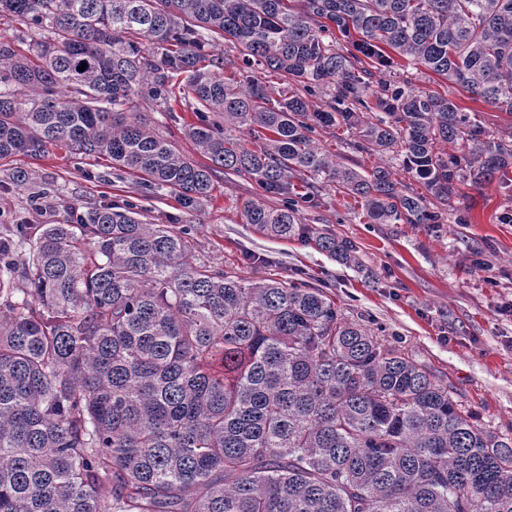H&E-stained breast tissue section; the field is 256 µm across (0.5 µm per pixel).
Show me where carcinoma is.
Listing matches in <instances>:
<instances>
[{
    "mask_svg": "<svg viewBox=\"0 0 512 512\" xmlns=\"http://www.w3.org/2000/svg\"><path fill=\"white\" fill-rule=\"evenodd\" d=\"M1 18L44 36L26 54L0 38V161L105 156L188 209L215 169L242 174L284 197L247 201L245 223L345 263L355 246L306 227L294 181L336 184L377 224H446L458 185H509L512 134L394 68L512 111V0H0ZM133 95L185 102L210 164L158 138ZM334 126L436 202L386 166L338 164L314 138ZM191 233L103 204L0 236V512H512V437L324 289L246 284Z\"/></svg>",
    "mask_w": 512,
    "mask_h": 512,
    "instance_id": "1",
    "label": "carcinoma"
}]
</instances>
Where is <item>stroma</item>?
Wrapping results in <instances>:
<instances>
[{"label": "stroma", "mask_w": 512, "mask_h": 512, "mask_svg": "<svg viewBox=\"0 0 512 512\" xmlns=\"http://www.w3.org/2000/svg\"><path fill=\"white\" fill-rule=\"evenodd\" d=\"M413 87L448 96L473 113L490 134L512 130V112L472 99L453 82L425 69L407 68ZM132 109L150 115L156 133L181 153L201 161L185 128L196 117L184 106L164 114L136 99ZM316 143L349 168L392 167L398 181L425 194L393 156L358 153L335 129ZM28 173L25 184L0 192V234L15 215L32 224L67 222L70 209L86 212L103 203L134 204L148 224L188 225L198 257L244 281L300 278L324 289L349 319L413 355L477 423L512 436V193L492 184L461 185L453 200L461 224H377L335 184L318 185L303 204L305 224L352 241L357 260L346 264L298 238L275 239L246 224L244 201L262 198L251 179L218 173L208 198L184 208L174 195L146 189L140 178L105 158H78L60 146L44 155L0 162V180Z\"/></svg>", "instance_id": "stroma-1"}]
</instances>
